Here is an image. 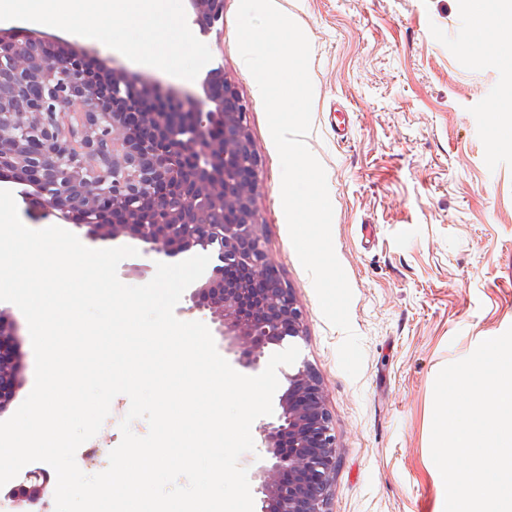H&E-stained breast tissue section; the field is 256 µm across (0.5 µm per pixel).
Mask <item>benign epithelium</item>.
<instances>
[{"mask_svg":"<svg viewBox=\"0 0 512 512\" xmlns=\"http://www.w3.org/2000/svg\"><path fill=\"white\" fill-rule=\"evenodd\" d=\"M188 2L204 30L223 18L224 0ZM20 39L36 53L0 54V172L32 188L38 211L64 222L86 218L92 240L128 235L168 257L216 253L193 307L219 322L224 351L239 366L261 371L264 348L304 335L303 316L290 288L265 285L274 265L258 234L259 160L247 106L223 69L202 82L204 111L124 69L91 70L80 51L0 31V46ZM213 210L237 220L216 222ZM18 331L1 311L0 413L23 382ZM285 379L280 412L258 427L265 455L254 492L261 512H328L336 445L322 383L307 365ZM48 494L43 474L18 485L15 499L34 505Z\"/></svg>","mask_w":512,"mask_h":512,"instance_id":"obj_1","label":"benign epithelium"}]
</instances>
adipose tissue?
<instances>
[{"mask_svg": "<svg viewBox=\"0 0 512 512\" xmlns=\"http://www.w3.org/2000/svg\"><path fill=\"white\" fill-rule=\"evenodd\" d=\"M158 0H0V21L22 17L34 27L58 26L79 30L96 41L111 39L114 28L138 19L145 28L156 27ZM484 7L469 47L475 63L484 52L497 48L512 65V0H482Z\"/></svg>", "mask_w": 512, "mask_h": 512, "instance_id": "1", "label": "adipose tissue"}]
</instances>
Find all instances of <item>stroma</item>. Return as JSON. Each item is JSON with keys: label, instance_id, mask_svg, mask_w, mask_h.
I'll return each mask as SVG.
<instances>
[{"label": "stroma", "instance_id": "1", "mask_svg": "<svg viewBox=\"0 0 512 512\" xmlns=\"http://www.w3.org/2000/svg\"><path fill=\"white\" fill-rule=\"evenodd\" d=\"M311 44L312 130L305 141L326 172L335 254L350 284L361 339L358 378L340 367L344 333L323 316L292 246L281 202V165L255 80L236 43L239 0L201 31L187 0H164L166 25L122 27L120 41L173 50L162 71L116 46L72 31L39 34L114 63L152 85L202 96L220 67L248 106L260 161L259 234L303 312L286 339L320 377L336 443L329 512H437L445 490L431 457L434 382L447 364L512 327V147L493 148L491 103L512 68L489 52L474 64L463 0H274ZM184 28L188 39L178 40ZM137 248L117 269L148 283L162 257Z\"/></svg>", "mask_w": 512, "mask_h": 512}]
</instances>
